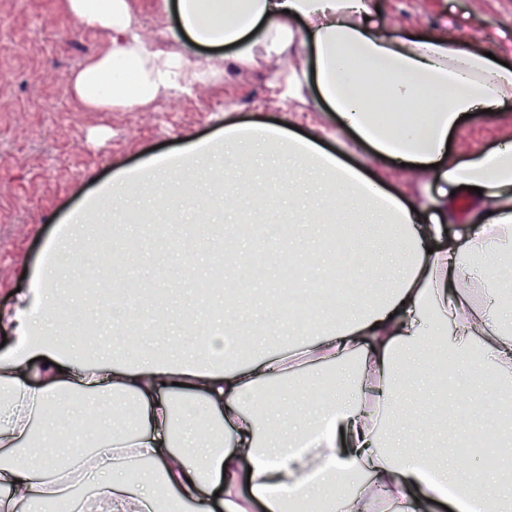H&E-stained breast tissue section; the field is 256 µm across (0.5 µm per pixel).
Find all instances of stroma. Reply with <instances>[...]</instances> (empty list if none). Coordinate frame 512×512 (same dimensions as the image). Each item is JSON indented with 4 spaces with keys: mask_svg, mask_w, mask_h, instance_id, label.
Masks as SVG:
<instances>
[{
    "mask_svg": "<svg viewBox=\"0 0 512 512\" xmlns=\"http://www.w3.org/2000/svg\"><path fill=\"white\" fill-rule=\"evenodd\" d=\"M146 34L155 47L178 51L171 35L175 15L162 11V0H133ZM379 19L388 26L433 36H450L465 29L476 35L477 49L512 63V0H376ZM107 32L77 26L67 0H0V308L24 295L32 308L34 276L54 251L69 225H83L81 260H61L60 286L80 308L71 329L89 355L110 348L107 295L139 303L144 342L164 346L176 337L184 347L198 344L194 322L220 313L223 296L197 294L189 282L212 277L215 253H222L225 285H233L235 253L255 249V237L245 233L235 253L224 250V228L269 224L285 202L276 169H257L246 209H224L221 164L187 162L193 148L224 135L227 126L263 120L315 140L327 151L345 143V161L388 189L426 201L436 189L418 181L391 159L353 142L336 113L322 111L315 92L304 99L279 101L272 85L277 65L261 60L248 69L236 66L230 49H198L202 66L220 69L219 81L194 95H171L149 107L115 108L98 112L85 108L67 91L70 74L90 58L105 52ZM512 141V101L490 113L473 112L452 134L449 152L462 161L474 151L487 152ZM170 159L158 175L140 183L132 200L113 206L119 237L139 242L141 249L127 269L114 279L113 289L100 264L94 227L115 180L133 177L159 159ZM281 252L319 247L326 262L316 279H332L336 252L322 225L302 223L292 236L279 238ZM333 280V279H332ZM279 259L252 276L247 294L253 313L266 315V298L279 288L296 287ZM483 398L473 395L465 416L441 422L435 440L420 432L411 437L416 452H429L433 441L471 448L475 472L485 469V449H472L483 419Z\"/></svg>",
    "mask_w": 512,
    "mask_h": 512,
    "instance_id": "stroma-1",
    "label": "stroma"
}]
</instances>
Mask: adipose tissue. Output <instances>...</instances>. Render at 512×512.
I'll use <instances>...</instances> for the list:
<instances>
[{
	"mask_svg": "<svg viewBox=\"0 0 512 512\" xmlns=\"http://www.w3.org/2000/svg\"><path fill=\"white\" fill-rule=\"evenodd\" d=\"M374 0H178L179 33L194 45H231L242 67L276 60L278 97H301L315 83L345 125L398 162L420 166L429 180L453 189L481 188L488 201L470 228L447 230V195L415 205L264 124L224 133L225 152L273 150L284 172L306 170L308 190L335 205L341 224H386L389 244L371 258L372 299L318 316L303 327L307 365L350 362L340 383L312 404L309 423L289 413L293 366L282 356L241 363L238 319L200 325L208 346L192 358L168 360L153 347L127 343L128 357L88 359L68 334L55 266L39 275L35 313L15 307L14 338L0 352V487L15 502L0 512H418L440 492L426 480L461 490L457 512L476 487L467 466L393 449L397 402L406 378L424 365L432 337L460 360L479 348L483 377L499 390L512 377V312L475 302V287L507 290L512 271V142L490 154L447 164L449 135L464 114L512 99V66L470 51L471 36L398 33L372 21ZM81 26L110 33L111 47L74 72L71 95L90 109L146 106L190 93L211 77L181 52L148 50L132 0H67ZM308 27L311 75L288 60L294 20ZM375 69L395 109L428 103L425 126L374 125L346 62ZM99 434L83 433L85 404ZM308 440L311 450L296 445Z\"/></svg>",
	"mask_w": 512,
	"mask_h": 512,
	"instance_id": "obj_1",
	"label": "adipose tissue"
}]
</instances>
